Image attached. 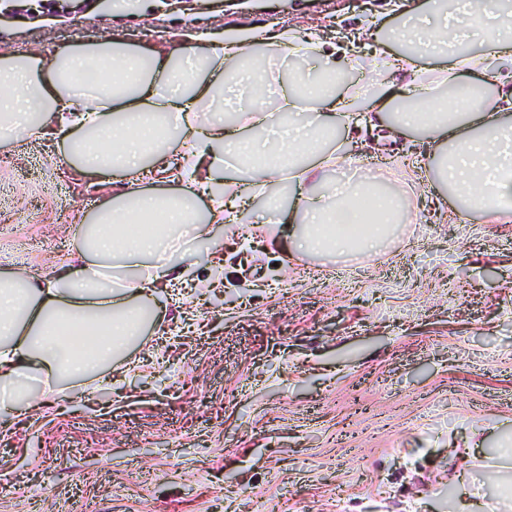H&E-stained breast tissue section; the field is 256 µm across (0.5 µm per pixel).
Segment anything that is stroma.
<instances>
[{"instance_id": "obj_1", "label": "stroma", "mask_w": 512, "mask_h": 512, "mask_svg": "<svg viewBox=\"0 0 512 512\" xmlns=\"http://www.w3.org/2000/svg\"><path fill=\"white\" fill-rule=\"evenodd\" d=\"M385 28L389 0H25L0 15V54L48 56L101 33L166 47L191 27L244 39L287 18L327 38ZM362 181L395 188L410 220L390 243L336 257L296 253L277 224H219L224 277L157 293L159 325L112 363V383L37 396L0 414V512H484L512 467V223L456 221L402 138L400 163L366 133L339 131ZM49 138L0 150V270L47 274L69 256L110 183L75 179ZM212 261V262H213Z\"/></svg>"}]
</instances>
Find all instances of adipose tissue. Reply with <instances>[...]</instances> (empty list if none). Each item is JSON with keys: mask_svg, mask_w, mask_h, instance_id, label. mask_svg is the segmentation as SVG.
I'll list each match as a JSON object with an SVG mask.
<instances>
[{"mask_svg": "<svg viewBox=\"0 0 512 512\" xmlns=\"http://www.w3.org/2000/svg\"><path fill=\"white\" fill-rule=\"evenodd\" d=\"M426 18L439 27L424 29L423 19L404 13L391 30L398 49L378 63L380 91L360 99L339 88L283 87L282 109L305 114L307 131L295 143L281 139L279 151L264 156L249 132L265 126L267 111L247 107L234 126L198 118L222 92L225 66L243 57L242 42L178 32L174 48L142 51L106 35L46 58L0 55V145L51 137L71 171L123 184L84 219L70 262L52 278L0 273V410L34 384L59 395L104 381L106 367L154 325L149 300L158 286L190 275L189 266L166 260L170 245L189 228L199 247L216 248L215 225L239 219L224 200L228 152L251 160V190L290 182L293 205L268 204L256 221L303 225L295 246L305 254L373 250L403 219L404 206L395 201L361 213L365 184L311 189L336 163L317 132L349 128L360 109L373 115L370 130L384 142L426 133L435 147L429 167L457 199L454 214L512 222V14H503L497 0H474L454 15L442 0H428ZM481 32L485 50L470 54L466 38ZM250 43L318 60L326 74L337 71L334 51L316 30L301 37L289 27L272 35L258 27ZM444 59L455 70L478 72L488 93L471 101L418 84L427 64ZM301 152L312 164H297Z\"/></svg>", "mask_w": 512, "mask_h": 512, "instance_id": "ef3b65f1", "label": "adipose tissue"}]
</instances>
